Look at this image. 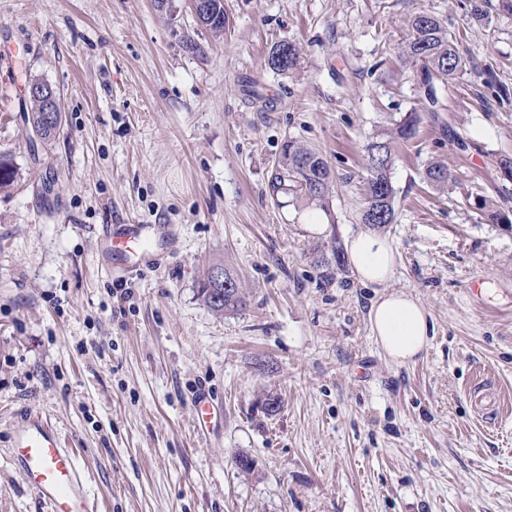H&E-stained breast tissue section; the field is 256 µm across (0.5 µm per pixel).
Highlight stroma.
Wrapping results in <instances>:
<instances>
[{
  "mask_svg": "<svg viewBox=\"0 0 512 512\" xmlns=\"http://www.w3.org/2000/svg\"><path fill=\"white\" fill-rule=\"evenodd\" d=\"M463 3L224 0L218 41L190 0H0V52L23 56L0 59V155L16 169L0 191V512H51L13 457L31 415L75 450L93 512H512V226L476 207L512 212L498 169L512 158V15L478 24ZM418 13L468 61L438 85L437 114L400 55ZM282 41L301 49L285 75L264 65ZM33 78L63 115L34 151ZM412 112L382 231L391 279L323 273L314 246L364 229L367 144ZM290 137L329 162L326 230L269 193ZM433 162L447 186L425 180ZM106 224L170 225L164 260L117 283ZM212 262L236 272L245 309L200 300ZM384 289L433 319L414 362L374 341ZM203 390L219 406L204 433Z\"/></svg>",
  "mask_w": 512,
  "mask_h": 512,
  "instance_id": "stroma-1",
  "label": "stroma"
}]
</instances>
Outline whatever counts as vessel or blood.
I'll return each mask as SVG.
<instances>
[{"mask_svg": "<svg viewBox=\"0 0 512 512\" xmlns=\"http://www.w3.org/2000/svg\"><path fill=\"white\" fill-rule=\"evenodd\" d=\"M171 231L164 224H113L104 242L113 277L123 279L146 263L163 258L162 244ZM14 457L29 488L47 501L52 512H90L80 467L73 449L62 447L58 436L41 419H29L14 433Z\"/></svg>", "mask_w": 512, "mask_h": 512, "instance_id": "b4317fda", "label": "vessel or blood"}]
</instances>
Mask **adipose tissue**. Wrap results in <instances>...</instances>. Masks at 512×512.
Returning a JSON list of instances; mask_svg holds the SVG:
<instances>
[{"label": "adipose tissue", "instance_id": "1", "mask_svg": "<svg viewBox=\"0 0 512 512\" xmlns=\"http://www.w3.org/2000/svg\"><path fill=\"white\" fill-rule=\"evenodd\" d=\"M346 249L353 270L364 285H381L392 276L396 250L386 237L360 232L349 238ZM369 316L375 341L391 361L412 362L427 350L434 325L426 308L409 293L380 296L372 304Z\"/></svg>", "mask_w": 512, "mask_h": 512}]
</instances>
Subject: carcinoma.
Returning <instances> with one entry per match:
<instances>
[{"mask_svg": "<svg viewBox=\"0 0 512 512\" xmlns=\"http://www.w3.org/2000/svg\"><path fill=\"white\" fill-rule=\"evenodd\" d=\"M211 14L207 29L216 38L224 35V0H210ZM300 49L297 44L282 41L275 44L267 57L266 66L278 74H287L296 68ZM403 55L420 65V84L428 87L435 83H449L466 68V61L458 51L455 36L439 18L419 13L408 21V33L403 46ZM42 119V127L33 129L35 136L47 141L56 136L63 122L60 107L45 111V101L30 99L27 119ZM416 117L408 115L399 121L395 133L373 139L367 151V201L362 212V223L382 229L392 223L395 216V188L391 179L393 165V143L397 138L409 139L415 134ZM426 179L436 185L448 183V169L440 163L430 164L425 171ZM333 188V176L324 156L316 149L289 139L284 142L269 179V192L273 199L291 198V202L307 201L319 209H329ZM484 216L495 224H512V218L503 210L483 199L478 203ZM317 266L330 268L331 264L341 266L345 255L336 242L320 243L314 248ZM223 272L224 279L234 282L231 288L216 281V273ZM198 294L212 311L223 313L237 311L246 306L239 278L222 263L209 265L198 282Z\"/></svg>", "mask_w": 512, "mask_h": 512, "instance_id": "obj_1", "label": "carcinoma"}]
</instances>
